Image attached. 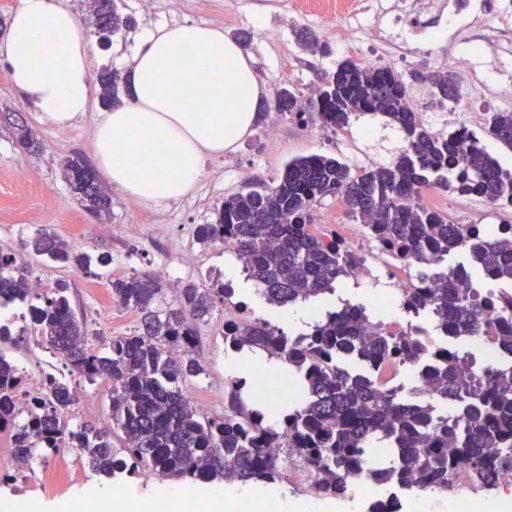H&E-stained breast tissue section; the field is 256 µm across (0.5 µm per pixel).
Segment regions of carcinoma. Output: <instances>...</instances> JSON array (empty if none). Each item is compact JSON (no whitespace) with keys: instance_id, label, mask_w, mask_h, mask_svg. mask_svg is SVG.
<instances>
[{"instance_id":"obj_1","label":"carcinoma","mask_w":512,"mask_h":512,"mask_svg":"<svg viewBox=\"0 0 512 512\" xmlns=\"http://www.w3.org/2000/svg\"><path fill=\"white\" fill-rule=\"evenodd\" d=\"M94 13L110 34L130 28L114 0H93ZM119 75L102 69V100L120 102ZM424 85L443 104L454 98L455 80L446 71H414L410 80L386 67L341 62L315 91L302 100L290 88L277 91L273 105L286 115L314 112L324 126L350 124L352 116H377L382 127L406 142L395 160L354 171L336 157L313 154L294 158L271 185L249 182L224 198L214 220L197 224L193 235L202 246L233 237L235 256L246 278L271 305L282 307L335 292V283L351 275L355 259L333 240L311 231L316 209L330 194H341L353 214L371 220L374 237L414 262L418 286L405 295L403 308L423 310L436 323L446 344L430 350L418 336L389 330L366 314L363 305L346 303L327 312L308 333L289 336L266 321L224 332V345L240 352L259 349L283 361L304 398L288 406L279 426L264 422L261 410L242 395L243 381L233 380L224 416L200 412L185 396L184 385L204 372L196 355L199 328L212 315L214 295L226 288L188 282L175 302L165 301L162 278L135 272L112 282L116 301L137 310L140 324L114 336L101 353L86 349V330L77 320L64 283L29 305L31 322L42 343L65 359L70 372L110 384L112 430L84 424L71 428L67 415L75 403L70 385L51 376L47 393L31 405L29 417L15 412L20 376L0 354V431L12 448L27 457L52 450L70 439L91 469L114 478L126 474L169 480L274 486L284 478L274 448L299 455L317 474L323 496L345 493L353 479L366 476L396 492L394 501L434 488L451 489L458 466L470 470L474 484L492 486L498 471L512 466V360L479 364L467 350L471 336L512 346V296L498 299L457 280L459 265L448 256L462 250L463 234L448 215L402 201L425 189L477 193L512 205V170L483 149L466 150L453 137L436 134L411 106L412 85ZM494 139L512 149V112H493ZM62 175L82 207L95 214L110 211L94 171L77 161L62 165ZM479 255L470 280L493 278L512 284V235L484 224L473 233ZM23 247L66 267L87 269L106 264L78 252L59 236L39 232ZM29 277L16 254L0 249V307L25 303ZM437 358L422 379L432 397L459 401L456 417L420 399L402 398V387L387 386L377 368L395 362L419 373L427 357ZM120 435L118 450L112 437ZM385 441L392 464H369V441Z\"/></svg>"}]
</instances>
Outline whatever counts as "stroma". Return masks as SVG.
<instances>
[{
  "label": "stroma",
  "instance_id": "1",
  "mask_svg": "<svg viewBox=\"0 0 512 512\" xmlns=\"http://www.w3.org/2000/svg\"><path fill=\"white\" fill-rule=\"evenodd\" d=\"M82 19L81 31L92 46L97 67L121 70V60L130 54L141 32L162 25L201 23L224 29L227 35L239 32L251 37L249 52L257 61L259 72L269 92L288 83L284 63L294 55H304L308 65L305 82L321 85L335 70L344 56L335 42H328L324 52L307 55L297 34L308 29L322 34L320 23L296 20L288 12L289 0H151L143 7L141 0H121L119 11L130 17L131 29L116 33L109 45H102L94 27L86 23L87 0H64ZM436 41L432 50H425L421 41H402L403 18L391 15L378 19L380 40L373 52L381 63L402 74L414 70L444 71L448 57L474 44L481 34L478 24L468 23L462 30L447 29L444 18L421 17ZM103 106L93 100L85 115L72 125L60 128L44 123L30 104L24 103L10 83L4 64L0 63V248L12 249L19 263L27 266L30 277L42 280L47 288L64 282L69 286L71 305L77 318L89 332L88 347L100 350L104 340L132 331L138 326V311L119 305L112 296V280L143 269L167 268L168 297L188 281H200L210 270H224L229 260L221 245L203 247L193 237L195 225L212 221L214 212L222 207L225 197L241 188L238 170L249 177L265 182L278 179L286 162L314 153L346 159L344 149L337 143L309 137L296 120L275 109H268L261 130L224 154L208 158L194 189L183 198L168 205H144L120 192H111V209L95 216L77 202L61 176L65 159L80 157L92 160V138L98 112ZM23 118L37 133L43 149L37 153L23 151L16 143V133L10 118ZM277 131L276 143L264 139L265 128ZM47 231L69 243L78 244L81 251L105 255L109 264L82 271L49 263L43 257L26 251L25 240L38 232ZM385 272L375 280L359 284L353 278H343L334 296L327 300L305 301V308L324 310L340 308L343 303L370 304L387 284ZM17 367L40 366L57 378L67 379L68 371L52 351L46 349L33 328H25L0 345ZM197 352L205 371L188 383L197 394L196 404L203 412L220 415L224 412L225 390L231 374L224 367V304L215 302L210 321L199 332ZM79 401L72 406L70 419L74 424L108 427L112 424L108 385L105 381L81 382ZM72 476L68 481L43 484L33 477L0 480V500L11 499L17 491H28L41 512H52L61 502L83 501L86 488L97 486L106 493L122 489L126 497L154 499L163 481L159 478L129 479L116 484L115 480L94 474L80 454L69 458Z\"/></svg>",
  "mask_w": 512,
  "mask_h": 512
}]
</instances>
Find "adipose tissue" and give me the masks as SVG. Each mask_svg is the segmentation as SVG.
<instances>
[{"label":"adipose tissue","mask_w":512,"mask_h":512,"mask_svg":"<svg viewBox=\"0 0 512 512\" xmlns=\"http://www.w3.org/2000/svg\"><path fill=\"white\" fill-rule=\"evenodd\" d=\"M0 58L43 122L65 127L88 112L92 53L61 0H19L0 29ZM128 85V96L101 114L92 152L113 190L157 203L184 197L208 158L252 135L267 94L236 41L190 23L143 33Z\"/></svg>","instance_id":"ef3b65f1"}]
</instances>
